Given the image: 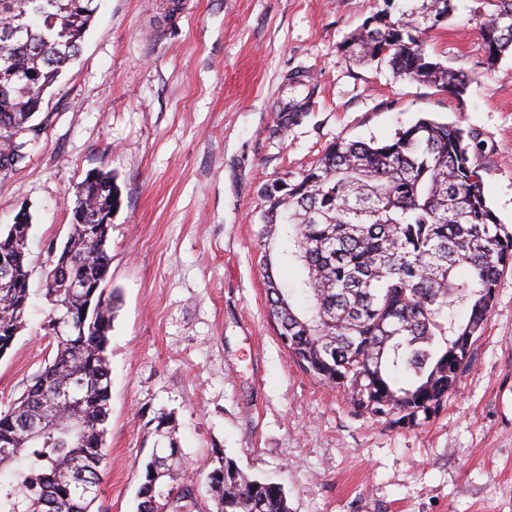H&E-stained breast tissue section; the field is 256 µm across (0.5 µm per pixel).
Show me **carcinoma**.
<instances>
[{
	"label": "carcinoma",
	"instance_id": "1",
	"mask_svg": "<svg viewBox=\"0 0 512 512\" xmlns=\"http://www.w3.org/2000/svg\"><path fill=\"white\" fill-rule=\"evenodd\" d=\"M94 0H0V157L21 169L36 144L3 139L40 108L43 94L79 55L97 7ZM454 0H384L344 42L355 62L387 64L407 78L461 94L472 78L426 54L430 34L454 12ZM476 15L486 64L512 53V0H491ZM303 105L277 114V126L299 122ZM485 142L475 128L420 118L377 142L338 139L319 163L280 198L265 197L259 235L281 238L304 271L295 288L265 265L268 312L282 345L311 376L345 391L354 409L391 424L429 418L470 366L466 337L478 336L492 311L498 280L512 266V232L488 204L474 157ZM122 206L110 172L78 186L71 262L52 268L42 289L50 312L42 325L51 361L11 407L0 412V512H92L102 481L111 373L107 356L116 305L107 291V242L86 224H105ZM27 216L0 235L16 285L0 291V356L23 329L30 308L25 276ZM94 280L79 290L75 280ZM56 406L71 421H46ZM174 426L159 417L153 452L143 463L137 512H192L200 491L184 477ZM206 492L216 512H289L284 487L242 473L216 456Z\"/></svg>",
	"mask_w": 512,
	"mask_h": 512
}]
</instances>
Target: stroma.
<instances>
[{
	"label": "stroma",
	"mask_w": 512,
	"mask_h": 512,
	"mask_svg": "<svg viewBox=\"0 0 512 512\" xmlns=\"http://www.w3.org/2000/svg\"><path fill=\"white\" fill-rule=\"evenodd\" d=\"M78 58L44 95L25 166L0 178V233L31 217L35 307L0 357V411L53 355L40 325L49 245L66 242L78 185L112 172L111 415L93 512H136L153 421L170 417L179 457L205 482L216 453L282 483L289 512H512V267L471 365L415 425L354 413L348 395L282 346L261 274L296 281L282 244L258 235L262 189L313 168L329 145L385 140L417 118L478 129L485 195L512 230V56L495 67L456 0L430 56L472 81L456 96L348 60L342 44L382 0H96ZM300 71L302 86L286 77ZM305 105L280 129L284 104Z\"/></svg>",
	"instance_id": "stroma-1"
}]
</instances>
